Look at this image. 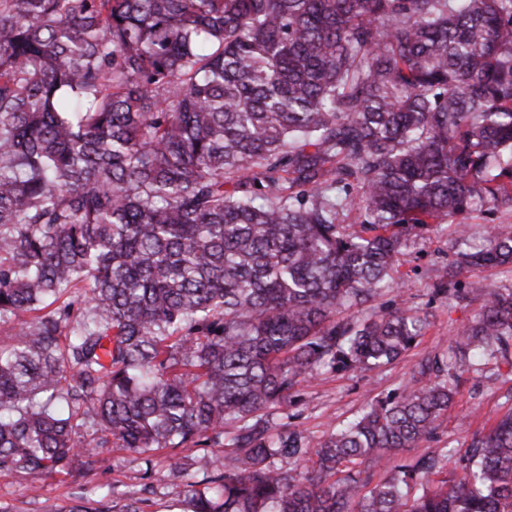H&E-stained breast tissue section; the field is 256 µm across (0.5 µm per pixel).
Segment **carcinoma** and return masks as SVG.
I'll list each match as a JSON object with an SVG mask.
<instances>
[{
	"label": "carcinoma",
	"mask_w": 512,
	"mask_h": 512,
	"mask_svg": "<svg viewBox=\"0 0 512 512\" xmlns=\"http://www.w3.org/2000/svg\"><path fill=\"white\" fill-rule=\"evenodd\" d=\"M506 200L512 0H0V471L222 448L170 457L187 512H512V409L461 477L433 452L373 481L449 371L512 355V289L457 280L512 264V224L464 223ZM444 221L433 294L479 313L312 440L305 384L418 346L415 313H342Z\"/></svg>",
	"instance_id": "carcinoma-1"
}]
</instances>
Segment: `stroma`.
<instances>
[{
  "mask_svg": "<svg viewBox=\"0 0 512 512\" xmlns=\"http://www.w3.org/2000/svg\"><path fill=\"white\" fill-rule=\"evenodd\" d=\"M451 226L432 225L424 237L411 240L398 263L400 285L385 288L382 295L364 306V313L387 308L413 309L428 322L419 345L401 359L363 373H330L319 376L304 390L298 408L297 429L320 439L339 424L357 415L371 400L395 392L410 378L412 367L423 357L445 355L451 340L479 311V305L454 298L444 300L432 293L437 269L454 258ZM456 394L448 414L427 447L447 451L448 472L461 474L459 450L472 433L488 430L495 418L512 409V365L493 360L475 368L458 369ZM106 463L91 471L54 475L0 472V507L8 512H66L80 498L109 495L115 502L145 498V512H183V481L167 477V451L152 457L124 448L101 451ZM154 466L160 481L147 484L144 472Z\"/></svg>",
  "mask_w": 512,
  "mask_h": 512,
  "instance_id": "stroma-1",
  "label": "stroma"
}]
</instances>
